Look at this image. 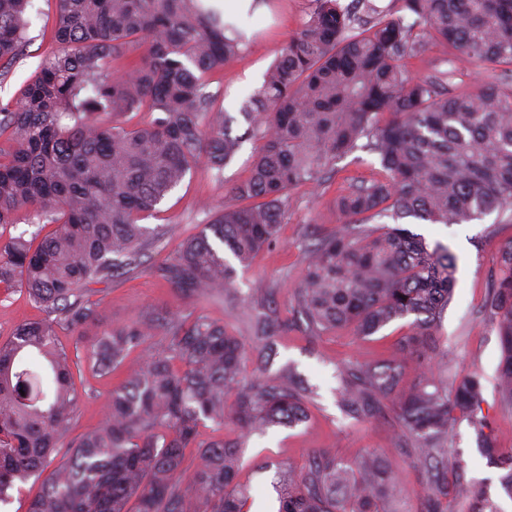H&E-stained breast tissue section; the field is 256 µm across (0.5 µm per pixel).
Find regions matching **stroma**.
<instances>
[{"mask_svg":"<svg viewBox=\"0 0 512 512\" xmlns=\"http://www.w3.org/2000/svg\"><path fill=\"white\" fill-rule=\"evenodd\" d=\"M33 4L29 41L7 77L0 78L3 100L16 98L55 48L51 30L56 2L33 0ZM312 7V0H272L263 11L237 18V26L249 32L250 38L241 55L210 77L208 89L215 96L216 106L237 117L242 102L261 86L288 35L301 26ZM406 67L416 75L446 72L452 88L467 92L477 91L499 72L498 65L467 62L443 44L426 45L421 54L408 59ZM246 128L244 120L237 117L233 131L242 136L243 143L235 161L225 167L223 179H215L207 169H198L186 176L152 216L145 218L147 227L168 228V237L149 252L144 267L96 284L94 320L77 334L60 331L59 342L70 355H83L85 345L97 336L129 324L147 310L172 318L201 312L246 337L250 334L247 316L252 308L277 309L290 318L292 325L286 334L276 337V356L271 366L263 371L255 358H247L243 377L249 380L262 372L272 377L290 364L314 392L304 399L307 419L303 424L274 427L247 438L236 480L251 489V512H277L279 502L272 487L277 471L304 472L312 458L324 451L347 462L378 455L404 490L402 498L392 505L394 512H424L432 489L420 463L418 443L400 426L394 406H387L383 415L359 422L343 411L336 398L338 369L352 364L387 363L396 355L397 343L408 330V320L394 321L374 335L361 337L347 329L312 332L306 320L292 311L294 287L307 261L308 240L341 223L336 208L339 188L347 180L370 178L377 165L374 156L361 151L348 153L337 161L338 172L329 182L306 184L293 191L288 221L281 227L277 246L237 270V306L226 305L220 298L204 302L185 299L151 272L152 266L185 237L197 233L218 209L230 203L228 188L246 178L259 146L258 138L248 135ZM405 224L429 242L448 245L457 257L458 268L453 299L435 333L437 349L424 361L404 358L400 389L409 391L431 376L456 384L471 374H479L483 384L481 414L488 430L500 447L512 448V404L501 400L496 388L501 361L499 336L484 312L488 288L498 269L499 249L512 241V215L493 213L467 224H423L409 218ZM43 316V310L25 292L0 293V341L7 340L17 325ZM83 381L88 396L71 424L75 436L98 425L113 386L112 380L99 379L88 372ZM478 445L476 429L468 421H459L453 450L448 454L449 467L463 465L467 480L482 486L499 512H512V498L500 485L499 471L488 465Z\"/></svg>","mask_w":512,"mask_h":512,"instance_id":"1","label":"stroma"}]
</instances>
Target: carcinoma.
Segmentation results:
<instances>
[{"instance_id":"carcinoma-1","label":"carcinoma","mask_w":512,"mask_h":512,"mask_svg":"<svg viewBox=\"0 0 512 512\" xmlns=\"http://www.w3.org/2000/svg\"><path fill=\"white\" fill-rule=\"evenodd\" d=\"M45 57L21 91L0 102V227L47 223L40 240L0 236V290H25L46 317L0 342V505L17 481L35 476L27 512H245L250 488L234 483L243 438L304 419L307 389L292 377L242 379L246 340L199 312L160 321L145 313L85 350L93 375L115 376L128 353L163 329V352L129 370L99 425L69 437L84 392L58 330L92 320L90 284L142 265L163 241L144 219L203 164L223 176L241 147L231 117L214 107L205 74L239 56L244 36L225 32L208 0H56ZM241 115L263 145L236 200L158 265L153 274L196 301L224 297L247 266L279 241L291 192L321 184L355 149L378 158L367 183L336 198L345 222L308 249L295 305L316 332L351 327L372 336L414 317L398 350L427 358L430 336L453 297L456 257L448 246L378 220L464 224L512 205V74L477 92L451 94L448 74L414 76L405 60L428 41L475 64L512 69V0H313ZM32 0H0V72L16 61L31 26ZM149 114L133 124L130 115ZM486 310L501 344L499 393L512 403V241L501 248ZM255 344L288 320L250 314ZM404 366L348 365L337 372L338 403L357 421L382 413ZM482 385L425 383L397 402L400 425L420 442L436 494L465 498L467 512H499L464 475L448 478V446L465 418L488 463L505 471L512 496V449L498 446L477 416ZM211 422L219 435L203 438ZM240 438L228 441L224 424ZM188 483V490L182 484ZM278 512H389L397 484L367 455L354 465L322 453L308 471L278 473Z\"/></svg>"}]
</instances>
